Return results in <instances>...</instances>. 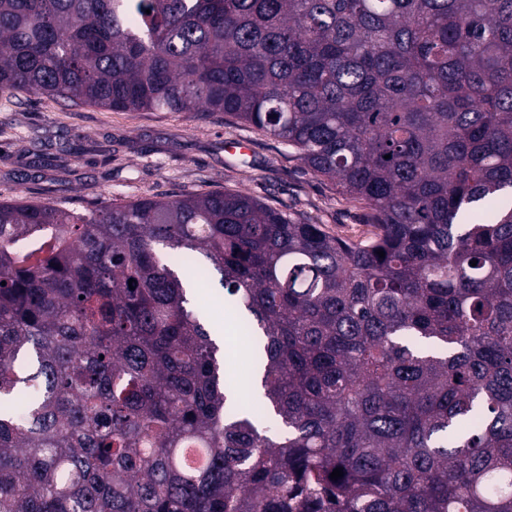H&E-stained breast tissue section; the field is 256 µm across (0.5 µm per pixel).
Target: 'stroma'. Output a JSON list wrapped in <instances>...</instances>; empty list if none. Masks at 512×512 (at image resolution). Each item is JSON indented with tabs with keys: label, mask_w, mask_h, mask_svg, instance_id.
Wrapping results in <instances>:
<instances>
[{
	"label": "stroma",
	"mask_w": 512,
	"mask_h": 512,
	"mask_svg": "<svg viewBox=\"0 0 512 512\" xmlns=\"http://www.w3.org/2000/svg\"><path fill=\"white\" fill-rule=\"evenodd\" d=\"M251 142L248 155L225 148ZM242 189L263 203L350 240L372 237L370 211L300 164L290 148L218 112L117 111L45 96L0 98V201L26 198L85 210L103 203ZM241 333L224 366L254 406Z\"/></svg>",
	"instance_id": "stroma-1"
}]
</instances>
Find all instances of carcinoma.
Instances as JSON below:
<instances>
[{"label": "carcinoma", "mask_w": 512, "mask_h": 512, "mask_svg": "<svg viewBox=\"0 0 512 512\" xmlns=\"http://www.w3.org/2000/svg\"><path fill=\"white\" fill-rule=\"evenodd\" d=\"M17 92L222 112L375 233L241 190L1 201L0 512H512V0H0ZM163 249L220 275L274 428Z\"/></svg>", "instance_id": "1"}]
</instances>
